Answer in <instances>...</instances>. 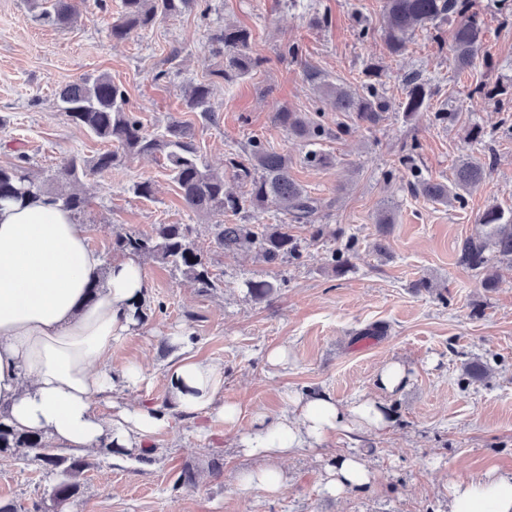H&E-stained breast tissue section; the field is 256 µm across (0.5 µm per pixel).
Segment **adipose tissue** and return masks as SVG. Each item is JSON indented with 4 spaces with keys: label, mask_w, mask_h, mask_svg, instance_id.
I'll list each match as a JSON object with an SVG mask.
<instances>
[{
    "label": "adipose tissue",
    "mask_w": 512,
    "mask_h": 512,
    "mask_svg": "<svg viewBox=\"0 0 512 512\" xmlns=\"http://www.w3.org/2000/svg\"><path fill=\"white\" fill-rule=\"evenodd\" d=\"M106 271L104 287L86 302V285ZM147 288L136 257L103 268L74 215L57 205L0 206V419L58 448H131L168 424L159 407L135 404L105 418L95 402L135 386L142 369L111 366L112 345L134 326V305ZM171 403L186 416L236 424V404L221 401L224 372L185 356L168 372ZM390 426L377 397L342 404L319 392L293 396L276 417L257 416L238 444L273 460L318 448L336 433L380 432ZM357 453L326 468L324 491L341 497L373 483ZM448 512H512V473L492 469L448 486Z\"/></svg>",
    "instance_id": "obj_1"
}]
</instances>
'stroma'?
<instances>
[{"mask_svg": "<svg viewBox=\"0 0 512 512\" xmlns=\"http://www.w3.org/2000/svg\"><path fill=\"white\" fill-rule=\"evenodd\" d=\"M207 14L191 12L163 20L124 41L111 25L122 0H93L66 26L37 21L30 0H0V165L26 155L35 172L48 173L64 157H94L101 140L68 121L56 93L90 75L107 74L125 90L146 130L173 119L192 120L182 96L189 82L208 80L218 65L209 33L225 23L252 33L263 59L257 73L213 87L217 124L196 123L203 164L223 169L227 158H246L251 142L286 153L291 174L321 202L322 228L290 225L302 242L299 258L276 265L255 251H228L214 238L215 217L186 209L162 158L135 156L87 181V204L77 214L91 248L104 261L117 260L116 233L151 234L158 224H188L218 286L195 288L179 271L141 259L150 309L147 321L112 345V361L143 369L141 382L118 394L114 404L97 402L111 416L114 406L139 402L164 406L167 372L182 353L221 367L223 400L238 405L234 427L207 416L171 412L168 426L150 442L151 462L138 456L89 450L92 463L81 492L65 512H446L448 484L475 479L490 469L512 472V268L501 267L498 288H482L475 271L458 261V245L479 231L487 205L512 212V108L499 109L472 93L492 80L512 83V22L503 23L494 0H476L485 21L483 65L457 73L450 28L417 30L403 56H390L383 36V0H316L322 24L288 0H208ZM298 54H290V46ZM377 64L375 87L389 103L374 127L334 111L329 98L307 78L316 68L330 82L362 91L363 71ZM431 85L429 106L413 118L399 107L405 77ZM319 116L332 135L320 144L332 163L306 162V143L273 121L282 107ZM455 111L448 125L439 112ZM484 137L475 142L471 128ZM417 144L416 168L426 178L450 182L456 164L489 158L492 172L464 203L446 206L413 195L410 170L399 163ZM148 180L150 198L130 187ZM391 211L387 254H379L376 219ZM356 242L348 272L336 274L332 250ZM277 280L280 290L264 301L249 294L250 280ZM189 332L188 348L176 338ZM287 346L289 358L270 365L268 351ZM398 360L410 373L402 391L383 396L393 421L385 431L339 435L324 447L302 448L276 460L286 485L275 496L242 488L238 475L264 467L245 456L238 438L256 415L274 416L292 391L325 392L346 404L373 395L385 363ZM487 363L490 375L473 381L465 363ZM361 453L375 482L333 498L322 489L324 466L346 452ZM191 473L193 484L180 483ZM56 472L31 464L27 451L0 457V502L18 512L51 504Z\"/></svg>", "mask_w": 512, "mask_h": 512, "instance_id": "1", "label": "stroma"}]
</instances>
